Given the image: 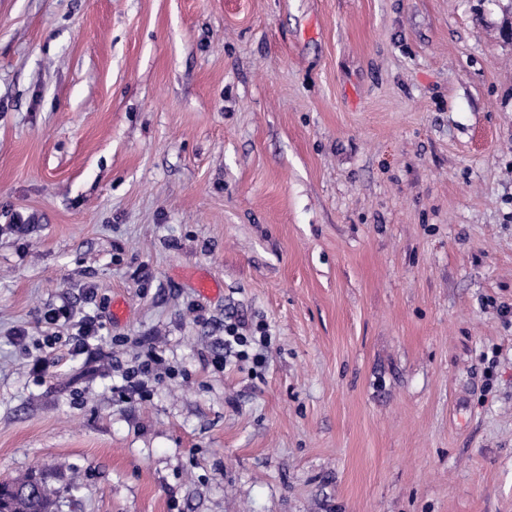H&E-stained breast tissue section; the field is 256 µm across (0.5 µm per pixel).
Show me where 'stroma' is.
I'll use <instances>...</instances> for the list:
<instances>
[{
  "mask_svg": "<svg viewBox=\"0 0 512 512\" xmlns=\"http://www.w3.org/2000/svg\"><path fill=\"white\" fill-rule=\"evenodd\" d=\"M32 471L60 512H512V0H0V481ZM44 320L50 325L63 327L71 331L76 330L75 333H69L72 351L76 353L87 350L89 339L96 337L101 329L100 323L94 316L76 319V313L65 306L47 311ZM249 331V333H247ZM245 332V333H244ZM256 332L260 333L259 339H256ZM268 337L265 327L256 326L252 331L245 320H237L224 324V347H248L251 342L258 344L262 347L268 345Z\"/></svg>",
  "mask_w": 512,
  "mask_h": 512,
  "instance_id": "35a3bbf8",
  "label": "stroma"
}]
</instances>
